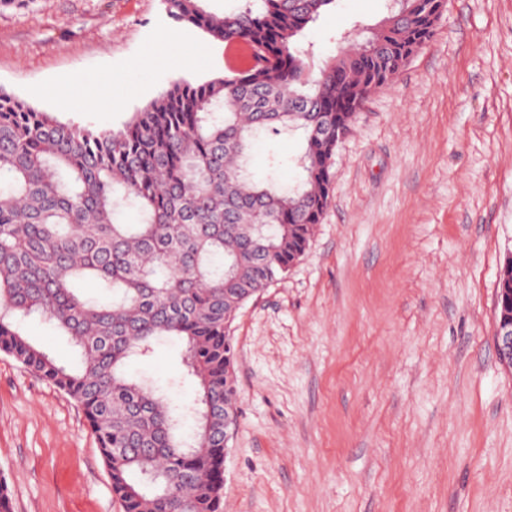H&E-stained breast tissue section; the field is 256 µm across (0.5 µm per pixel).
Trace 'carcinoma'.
I'll return each instance as SVG.
<instances>
[{
  "label": "carcinoma",
  "mask_w": 512,
  "mask_h": 512,
  "mask_svg": "<svg viewBox=\"0 0 512 512\" xmlns=\"http://www.w3.org/2000/svg\"><path fill=\"white\" fill-rule=\"evenodd\" d=\"M334 2L246 0L218 14L204 0H165L175 21L245 47L251 62L173 83L117 130L0 97V352L83 408L123 512H220L233 303L304 255L329 203L336 137L431 40L446 7L396 0L312 76L297 39ZM297 130L295 184L256 177L259 135ZM126 210L139 223L119 222ZM82 283L109 301L85 297ZM497 291L511 312L509 259ZM35 314L68 336L76 367L22 332ZM165 336L185 342L184 376L198 386L189 405L125 372Z\"/></svg>",
  "instance_id": "obj_1"
}]
</instances>
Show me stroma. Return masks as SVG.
<instances>
[{
  "mask_svg": "<svg viewBox=\"0 0 512 512\" xmlns=\"http://www.w3.org/2000/svg\"><path fill=\"white\" fill-rule=\"evenodd\" d=\"M387 0H336L305 57L378 23ZM163 0H0V95L61 121L119 128L172 82L224 73L238 50ZM80 72L132 88L73 112L35 96ZM305 255L239 311L238 425L224 512H512V368L494 336L512 255V0H448L431 42L357 111ZM29 339L76 354L39 316ZM184 345L129 373L180 401ZM0 482L12 512H122L82 409L0 353Z\"/></svg>",
  "mask_w": 512,
  "mask_h": 512,
  "instance_id": "35a3bbf8",
  "label": "stroma"
}]
</instances>
